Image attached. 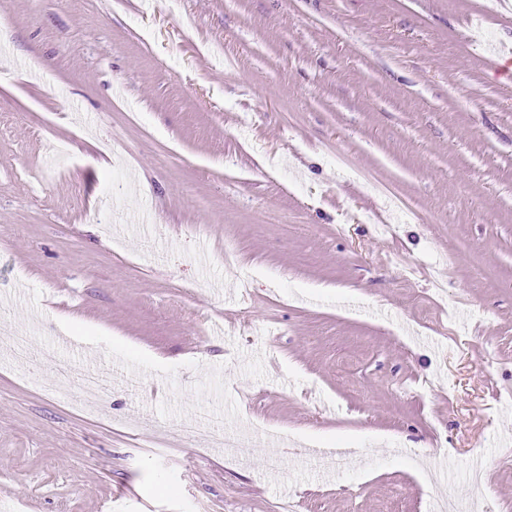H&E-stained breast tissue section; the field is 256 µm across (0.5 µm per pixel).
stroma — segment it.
<instances>
[{
	"label": "stroma",
	"mask_w": 512,
	"mask_h": 512,
	"mask_svg": "<svg viewBox=\"0 0 512 512\" xmlns=\"http://www.w3.org/2000/svg\"><path fill=\"white\" fill-rule=\"evenodd\" d=\"M511 56L512 0H0V512H512ZM58 372L70 383L73 382L75 373L80 375V385L85 392H95L101 387L99 380V373L97 370L88 372L81 369L79 366L74 365L67 361H60L58 363Z\"/></svg>",
	"instance_id": "1"
}]
</instances>
